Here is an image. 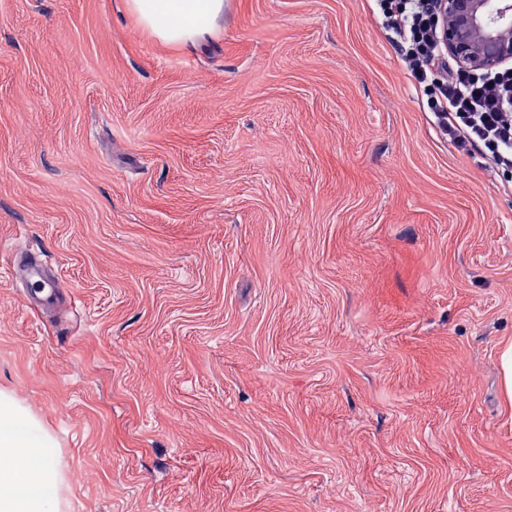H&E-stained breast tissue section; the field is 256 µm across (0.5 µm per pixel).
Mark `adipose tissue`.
<instances>
[{
	"mask_svg": "<svg viewBox=\"0 0 512 512\" xmlns=\"http://www.w3.org/2000/svg\"><path fill=\"white\" fill-rule=\"evenodd\" d=\"M139 26L164 44L194 46L214 35L224 0H124ZM60 482L55 449L0 392V512H53Z\"/></svg>",
	"mask_w": 512,
	"mask_h": 512,
	"instance_id": "1",
	"label": "adipose tissue"
}]
</instances>
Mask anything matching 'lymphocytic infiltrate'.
Listing matches in <instances>:
<instances>
[{
	"label": "lymphocytic infiltrate",
	"instance_id": "f902f5d3",
	"mask_svg": "<svg viewBox=\"0 0 512 512\" xmlns=\"http://www.w3.org/2000/svg\"><path fill=\"white\" fill-rule=\"evenodd\" d=\"M402 63L432 86L430 110L449 141L512 167V65L464 70L448 64L435 20L436 0H381Z\"/></svg>",
	"mask_w": 512,
	"mask_h": 512
}]
</instances>
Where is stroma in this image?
Instances as JSON below:
<instances>
[{
  "label": "stroma",
  "instance_id": "stroma-1",
  "mask_svg": "<svg viewBox=\"0 0 512 512\" xmlns=\"http://www.w3.org/2000/svg\"><path fill=\"white\" fill-rule=\"evenodd\" d=\"M392 37L377 0H224L195 49L0 0V391L58 512H512V169Z\"/></svg>",
  "mask_w": 512,
  "mask_h": 512
}]
</instances>
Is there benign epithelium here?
Instances as JSON below:
<instances>
[{"mask_svg":"<svg viewBox=\"0 0 512 512\" xmlns=\"http://www.w3.org/2000/svg\"><path fill=\"white\" fill-rule=\"evenodd\" d=\"M442 43L461 67L493 69L512 61V0H438Z\"/></svg>","mask_w":512,"mask_h":512,"instance_id":"1","label":"benign epithelium"}]
</instances>
